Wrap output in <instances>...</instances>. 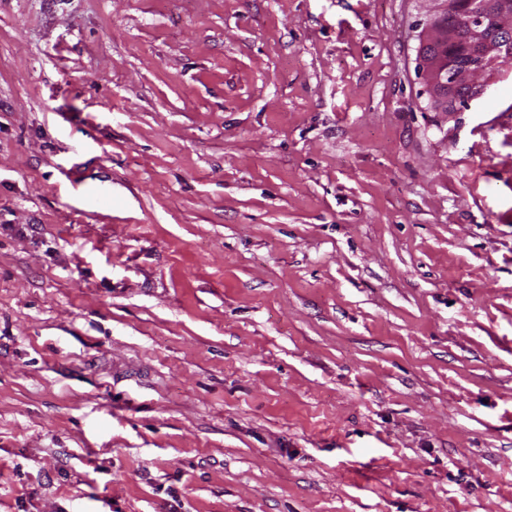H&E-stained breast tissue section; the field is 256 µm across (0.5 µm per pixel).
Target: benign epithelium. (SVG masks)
<instances>
[{
	"label": "benign epithelium",
	"mask_w": 512,
	"mask_h": 512,
	"mask_svg": "<svg viewBox=\"0 0 512 512\" xmlns=\"http://www.w3.org/2000/svg\"><path fill=\"white\" fill-rule=\"evenodd\" d=\"M426 21L418 34L419 61L429 102L436 112L448 111V89L464 88L471 102L484 95L485 77L512 61V0H467L455 16L472 51L471 62L451 69L430 50L448 40L452 32L441 27L436 17L451 10L448 0H422Z\"/></svg>",
	"instance_id": "obj_1"
}]
</instances>
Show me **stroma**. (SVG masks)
I'll use <instances>...</instances> for the list:
<instances>
[{
  "instance_id": "obj_1",
  "label": "stroma",
  "mask_w": 512,
  "mask_h": 512,
  "mask_svg": "<svg viewBox=\"0 0 512 512\" xmlns=\"http://www.w3.org/2000/svg\"><path fill=\"white\" fill-rule=\"evenodd\" d=\"M421 0H0V512H512V64ZM426 4V21L418 34L419 61L429 102L436 112H454L448 109V89H467L466 102L476 100L487 89L485 77L499 72L511 63L512 57V1L467 0L455 16L456 24L465 33L472 51L471 62L461 69L446 67L444 61L429 51L439 43L448 41L447 60L455 67L468 61V48L463 39L448 40L452 32L442 28L436 17L451 10L447 0H421Z\"/></svg>"
}]
</instances>
